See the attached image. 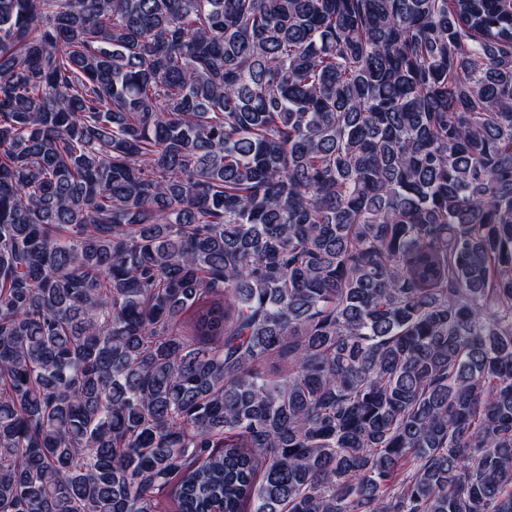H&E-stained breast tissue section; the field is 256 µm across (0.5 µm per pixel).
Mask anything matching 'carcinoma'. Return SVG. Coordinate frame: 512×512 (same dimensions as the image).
I'll use <instances>...</instances> for the list:
<instances>
[{
    "mask_svg": "<svg viewBox=\"0 0 512 512\" xmlns=\"http://www.w3.org/2000/svg\"><path fill=\"white\" fill-rule=\"evenodd\" d=\"M162 495L512 512V0H0V512Z\"/></svg>",
    "mask_w": 512,
    "mask_h": 512,
    "instance_id": "obj_1",
    "label": "carcinoma"
}]
</instances>
